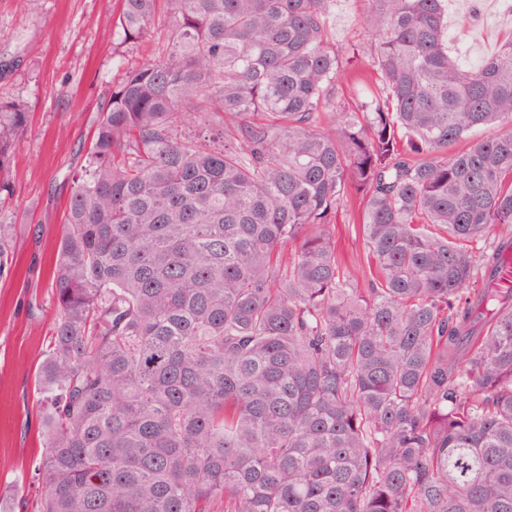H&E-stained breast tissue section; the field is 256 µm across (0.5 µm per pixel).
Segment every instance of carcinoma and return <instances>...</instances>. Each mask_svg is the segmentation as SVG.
Wrapping results in <instances>:
<instances>
[{"mask_svg": "<svg viewBox=\"0 0 512 512\" xmlns=\"http://www.w3.org/2000/svg\"><path fill=\"white\" fill-rule=\"evenodd\" d=\"M118 2L148 50L67 199L27 512H512V44L464 70L445 0H365L350 105L333 0ZM27 127L0 103V185ZM365 7L363 0H335L330 5L331 34L339 47L358 46L360 51V69L369 74L366 84L359 85L351 77L343 78L342 92L349 102L370 101L374 94H380L378 77L373 74L371 57L368 49L374 43V35L362 23V13ZM367 87L368 90H365ZM381 87V86H380ZM358 214L356 210L344 211L339 216L338 251L344 258L351 269L355 264H359L360 260L366 263V248L362 237V229L358 224ZM346 224V225H343Z\"/></svg>", "mask_w": 512, "mask_h": 512, "instance_id": "obj_1", "label": "carcinoma"}]
</instances>
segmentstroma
I'll return each instance as SVG.
<instances>
[{
	"label": "stroma",
	"mask_w": 512,
	"mask_h": 512,
	"mask_svg": "<svg viewBox=\"0 0 512 512\" xmlns=\"http://www.w3.org/2000/svg\"><path fill=\"white\" fill-rule=\"evenodd\" d=\"M363 0H332L337 46L361 48L366 84L344 78L348 101L379 91L368 53L375 37L362 23ZM448 53L478 67L512 40L507 0H445ZM117 0H0V103L23 105L28 129L0 188V216L18 224L17 266L0 278V492L31 498L37 481L40 418L34 376L55 318L51 262L73 176L98 109L112 93L121 56L132 46L116 32Z\"/></svg>",
	"instance_id": "1"
}]
</instances>
